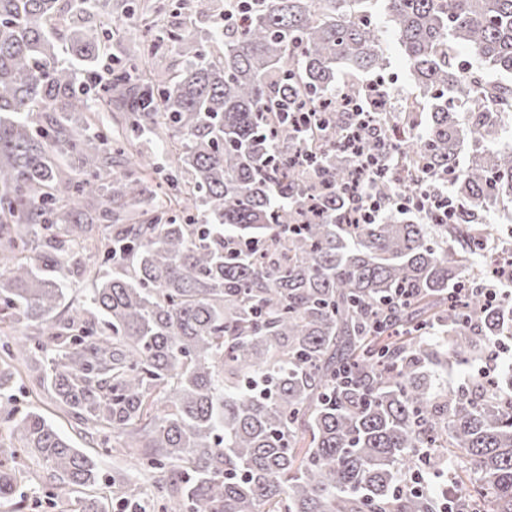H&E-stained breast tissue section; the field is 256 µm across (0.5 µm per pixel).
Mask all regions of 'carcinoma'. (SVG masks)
Listing matches in <instances>:
<instances>
[{
  "mask_svg": "<svg viewBox=\"0 0 512 512\" xmlns=\"http://www.w3.org/2000/svg\"><path fill=\"white\" fill-rule=\"evenodd\" d=\"M103 2L0 0V501L35 455L59 480L50 507L108 512L93 460L38 410L15 417V373L37 361L62 410L144 449L176 512H440L474 493L481 512H512V361L506 391L436 384L512 339V296L483 294L495 238L477 222L512 210V0H227L231 26L167 33L184 67L144 70L140 94L121 69L92 99L77 72L103 55L83 25ZM377 6L405 95L356 80L387 65L361 20ZM373 97L366 147L395 150L378 192L446 178L452 223H403L390 204L345 223L346 103ZM144 135L165 136L164 162ZM62 270L89 288L58 319ZM433 467L447 491H396ZM119 489L140 502L137 483Z\"/></svg>",
  "mask_w": 512,
  "mask_h": 512,
  "instance_id": "cac0c4a2",
  "label": "carcinoma"
}]
</instances>
